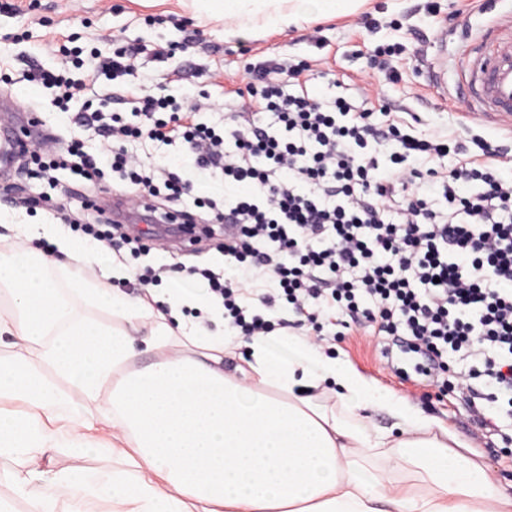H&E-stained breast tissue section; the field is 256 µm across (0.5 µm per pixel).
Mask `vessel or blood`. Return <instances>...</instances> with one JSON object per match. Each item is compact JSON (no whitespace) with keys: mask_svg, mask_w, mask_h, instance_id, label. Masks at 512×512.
Listing matches in <instances>:
<instances>
[{"mask_svg":"<svg viewBox=\"0 0 512 512\" xmlns=\"http://www.w3.org/2000/svg\"><path fill=\"white\" fill-rule=\"evenodd\" d=\"M467 57L476 111L512 126V16L492 27Z\"/></svg>","mask_w":512,"mask_h":512,"instance_id":"1","label":"vessel or blood"}]
</instances>
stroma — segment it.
Wrapping results in <instances>:
<instances>
[{"instance_id":"stroma-1","label":"stroma","mask_w":512,"mask_h":512,"mask_svg":"<svg viewBox=\"0 0 512 512\" xmlns=\"http://www.w3.org/2000/svg\"><path fill=\"white\" fill-rule=\"evenodd\" d=\"M14 2L19 13L0 12V94L12 96L19 109L37 111L44 127L60 143L79 139L87 151L97 150V139L72 119L73 113L81 111L83 98H76L70 114H63L54 103L53 90L22 81L21 75L33 66L57 67V40L75 33L80 45L104 54L126 43L146 46V53L138 59L134 92L148 97L164 87L190 101L199 91H209L212 109L199 115L208 124L222 122L224 93L240 85L245 62L305 61L313 72L309 82L312 95L335 94L340 82L350 84L358 95H383L392 112L416 131L447 130L466 141L477 136L499 146L501 171L512 176V139H505L502 126L471 118L470 106L462 96L467 87L463 61L468 49L498 17L512 13V0H496L491 11L484 9V0H369L356 13L311 19L251 38L230 34L231 20L206 18L203 10L182 6L178 0ZM365 15L374 19V26L361 27ZM316 29L323 40L319 46L308 39ZM20 32L26 33V40H17ZM172 45L177 52L168 62L152 57V50ZM433 71L440 76V85L430 83L428 76ZM10 182L14 186L11 198L46 197L50 204L29 214L11 205V198L0 197V234H21L24 225L32 222H58L56 208L60 205L83 219L108 224L112 221L111 199L126 193L117 184L80 181L67 170L58 171L51 184L17 171ZM93 199L102 201V209H84V202ZM118 259L130 267L176 263L220 272L229 268L220 230L195 245L136 255L123 252ZM326 347L378 389L392 391L435 417L465 445L466 455L486 468L496 489L512 495V430L494 435L478 428L469 421V411L458 392L441 397L436 387L393 372L383 355L385 340L374 328L351 327Z\"/></svg>"}]
</instances>
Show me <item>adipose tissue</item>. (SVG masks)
I'll return each instance as SVG.
<instances>
[{
    "instance_id": "1",
    "label": "adipose tissue",
    "mask_w": 512,
    "mask_h": 512,
    "mask_svg": "<svg viewBox=\"0 0 512 512\" xmlns=\"http://www.w3.org/2000/svg\"><path fill=\"white\" fill-rule=\"evenodd\" d=\"M237 19V34L349 13L355 0H215ZM67 276L60 298L49 268ZM128 269L103 264L52 224L22 239L0 236V456L28 512H83L87 498L114 512H512L486 469L454 451L447 428L354 369L302 340L273 354L274 337L254 336L238 374L211 363L204 328L187 320L192 294L172 293L168 314L116 283ZM92 306L115 327L70 319ZM148 328L149 366L130 369L131 333ZM201 357L166 355L178 337ZM64 379L88 403L62 415ZM371 407L393 419L373 431L358 417ZM117 457L119 470L95 476L42 468L49 452ZM403 470L374 473L368 456Z\"/></svg>"
}]
</instances>
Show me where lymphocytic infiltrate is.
<instances>
[{"label": "lymphocytic infiltrate", "instance_id": "f902f5d3", "mask_svg": "<svg viewBox=\"0 0 512 512\" xmlns=\"http://www.w3.org/2000/svg\"><path fill=\"white\" fill-rule=\"evenodd\" d=\"M140 51L122 45L89 68L84 47H61L65 66L86 70L92 97L79 118L103 144L95 154L78 140L39 147L28 175L49 181L66 168L99 183L110 174L156 202L157 223L189 224L201 212L234 225L224 246L233 277L185 267L179 281L222 301L232 335L269 334L264 312L277 306L318 339L330 324L366 323L391 338L397 364L440 391L449 357L462 361L481 426L512 417V180L500 175L498 148L415 132L381 97L315 98L304 63L245 66L219 129L198 121L202 102L185 106L165 93L114 111L112 91L133 76ZM143 140L191 156L199 173L227 186L223 199L192 196L176 169L130 152ZM58 212L108 250L145 248L124 225L108 230ZM261 279L274 288L256 309L244 287Z\"/></svg>", "mask_w": 512, "mask_h": 512}]
</instances>
